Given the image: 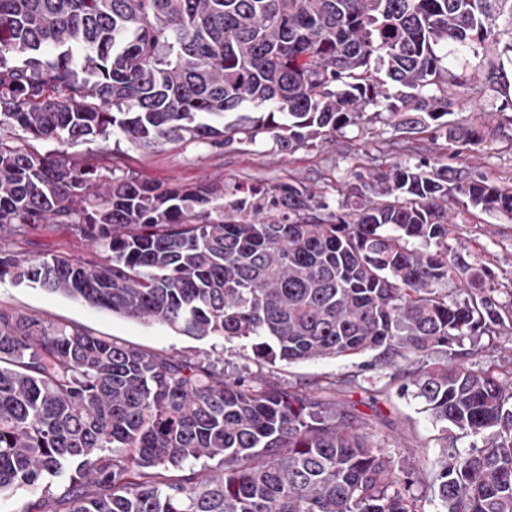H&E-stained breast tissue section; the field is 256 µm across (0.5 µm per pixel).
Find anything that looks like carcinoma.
<instances>
[{"label": "carcinoma", "mask_w": 512, "mask_h": 512, "mask_svg": "<svg viewBox=\"0 0 512 512\" xmlns=\"http://www.w3.org/2000/svg\"><path fill=\"white\" fill-rule=\"evenodd\" d=\"M503 2L0 0V125L61 146L266 135L290 154L379 123L400 134L392 148L424 133L476 146L487 131L457 89L496 91L497 66L467 56L498 35ZM496 118L492 134L512 129L511 101ZM349 179L335 213L294 181L154 185L0 141V232L64 224L92 248L0 250V281L268 362L379 349L419 363L499 333L512 312L486 293L487 268L448 248V205L463 224L512 221V188L427 160ZM455 276L467 288L450 300ZM412 385L443 430L487 437L433 477L446 512H512V389L460 365L420 366ZM421 481L320 397L0 310V495L42 488L27 512L50 495L66 512H424L408 494Z\"/></svg>", "instance_id": "carcinoma-1"}]
</instances>
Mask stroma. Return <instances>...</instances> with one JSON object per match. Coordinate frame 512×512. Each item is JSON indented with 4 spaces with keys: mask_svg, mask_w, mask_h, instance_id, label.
<instances>
[{
    "mask_svg": "<svg viewBox=\"0 0 512 512\" xmlns=\"http://www.w3.org/2000/svg\"><path fill=\"white\" fill-rule=\"evenodd\" d=\"M512 35L503 34L499 43H487L480 51L485 60L503 65L504 79L498 92L466 103L464 113L476 124L493 121L502 102L512 98V59L506 47ZM393 128L348 127L336 142L302 148L292 154L280 153L264 136L256 143L224 149L198 142L167 145L146 151L133 148L123 137H98L68 145L73 157L110 166L118 177L166 184L178 181L194 184L212 181L234 184L271 185L291 179L316 192L330 207H338L340 189L354 167L370 168L384 162L379 148L394 137ZM436 158L452 166L484 172L499 184L512 186V142L488 140L478 149L452 144L419 134L403 143L396 156L399 162L416 163ZM449 248L466 247L471 262L491 271L489 287L495 288L502 305L512 304V222L499 217L476 218L467 224H452ZM0 249L37 257L44 254L66 258L89 256L88 243L60 224H40L23 240L0 238ZM0 308L35 317L48 323L67 325L92 336L149 354L175 356L209 363L216 370L245 375L260 382L277 383L300 394L317 397L328 382L344 379L348 385L341 396L345 409L364 421L372 441L389 447L413 468L434 472L450 454H465L473 438L458 432L442 434L421 399L406 390L394 376V367L385 364L380 351H366L339 358H318L295 363L260 364L251 348L220 337L196 339L169 327L112 315L74 299L47 293L38 288L0 282ZM427 362L462 364L496 374L512 382V331L464 339L455 353L437 349Z\"/></svg>",
    "mask_w": 512,
    "mask_h": 512,
    "instance_id": "35a3bbf8",
    "label": "stroma"
}]
</instances>
